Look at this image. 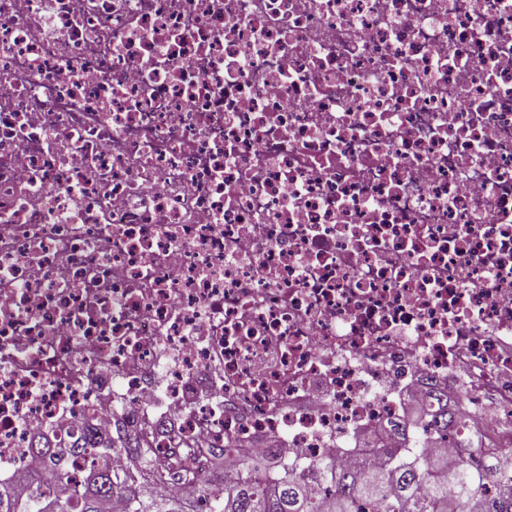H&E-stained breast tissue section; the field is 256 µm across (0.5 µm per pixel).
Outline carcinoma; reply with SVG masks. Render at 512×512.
Here are the masks:
<instances>
[{
    "instance_id": "cac0c4a2",
    "label": "carcinoma",
    "mask_w": 512,
    "mask_h": 512,
    "mask_svg": "<svg viewBox=\"0 0 512 512\" xmlns=\"http://www.w3.org/2000/svg\"><path fill=\"white\" fill-rule=\"evenodd\" d=\"M422 425L450 437L461 456L454 461L427 457L406 446V435ZM393 431L399 437L396 445L377 449L387 458L383 469L340 470L321 459L304 471L285 465L274 474L266 462L243 456L235 475L202 479L192 448L159 458L135 432H125L109 445L86 424L64 448L55 441L39 444L48 456L45 476L19 477L32 485L29 496L0 480V512H102L114 496L128 499L129 512H192L184 496L158 489L172 471L205 496L209 512H321L320 502L308 494L309 477L333 488L331 512H512V476L497 474L491 446L460 425L448 401L436 402L424 414L402 417ZM116 448L129 455V465L120 471L112 466ZM70 458L88 460V471L81 481L59 489Z\"/></svg>"
}]
</instances>
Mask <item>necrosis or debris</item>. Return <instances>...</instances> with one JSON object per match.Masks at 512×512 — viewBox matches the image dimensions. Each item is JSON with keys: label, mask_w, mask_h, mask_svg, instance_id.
Instances as JSON below:
<instances>
[{"label": "necrosis or debris", "mask_w": 512, "mask_h": 512, "mask_svg": "<svg viewBox=\"0 0 512 512\" xmlns=\"http://www.w3.org/2000/svg\"><path fill=\"white\" fill-rule=\"evenodd\" d=\"M512 474V0H0V479L40 435Z\"/></svg>", "instance_id": "obj_1"}]
</instances>
